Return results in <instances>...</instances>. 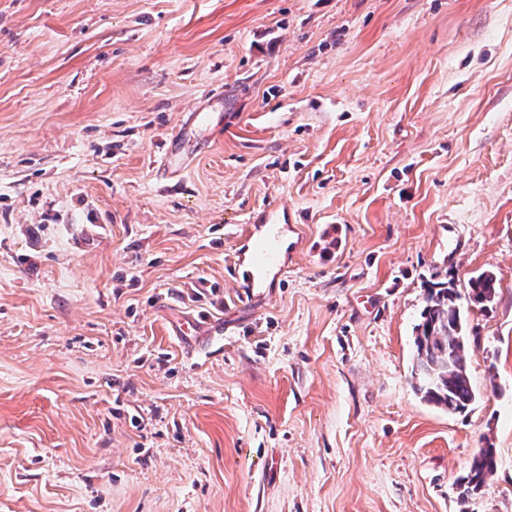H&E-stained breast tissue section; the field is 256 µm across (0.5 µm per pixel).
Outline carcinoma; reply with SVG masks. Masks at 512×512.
<instances>
[{
    "label": "carcinoma",
    "mask_w": 512,
    "mask_h": 512,
    "mask_svg": "<svg viewBox=\"0 0 512 512\" xmlns=\"http://www.w3.org/2000/svg\"><path fill=\"white\" fill-rule=\"evenodd\" d=\"M468 287L470 301L486 308L495 300L498 279L494 272L484 271L470 278ZM458 299L453 280L430 284L414 339L417 390L426 401L452 414L466 412L475 399L466 368V321ZM495 471L494 448L480 449L458 483L460 504H467Z\"/></svg>",
    "instance_id": "cac0c4a2"
}]
</instances>
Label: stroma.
I'll list each match as a JSON object with an SVG mask.
<instances>
[{
  "mask_svg": "<svg viewBox=\"0 0 512 512\" xmlns=\"http://www.w3.org/2000/svg\"><path fill=\"white\" fill-rule=\"evenodd\" d=\"M484 270L451 414L415 327ZM0 512H512V0H0ZM288 208L279 202L264 206L257 215H253L250 224H264L266 232L263 239L257 241L252 250L251 261L257 270L277 268L280 270L288 260L283 249L278 224H286ZM259 222V223H257ZM468 297L471 302L488 307L495 300L498 288V279L494 272L484 271L468 281ZM188 324L184 325L180 330V336H185L186 338L191 340L189 334H194L195 336H209V339L212 336H222L224 333V323H215L209 317L198 316L197 318H190L187 321ZM193 331V332H192ZM209 331V333H205ZM496 471L495 450L491 446L481 448L474 458L467 476L460 479L458 483V499L461 505H466L469 498L477 494L486 481Z\"/></svg>",
  "mask_w": 512,
  "mask_h": 512,
  "instance_id": "stroma-1",
  "label": "stroma"
}]
</instances>
